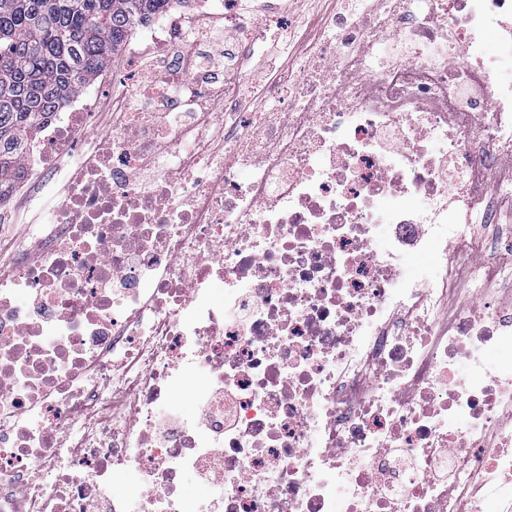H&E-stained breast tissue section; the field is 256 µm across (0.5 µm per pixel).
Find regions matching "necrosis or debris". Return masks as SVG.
<instances>
[{
    "label": "necrosis or debris",
    "mask_w": 512,
    "mask_h": 512,
    "mask_svg": "<svg viewBox=\"0 0 512 512\" xmlns=\"http://www.w3.org/2000/svg\"><path fill=\"white\" fill-rule=\"evenodd\" d=\"M355 3L291 66L241 0L166 12L29 144L16 195L79 162L0 269V512H503L512 0Z\"/></svg>",
    "instance_id": "obj_1"
}]
</instances>
